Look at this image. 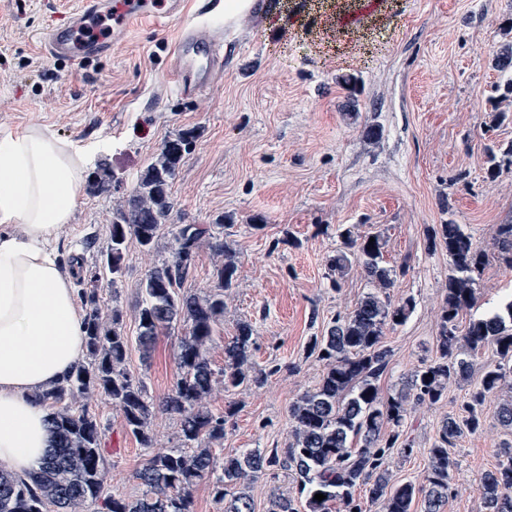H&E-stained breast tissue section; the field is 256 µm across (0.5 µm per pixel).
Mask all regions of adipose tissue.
<instances>
[{"label": "adipose tissue", "instance_id": "obj_1", "mask_svg": "<svg viewBox=\"0 0 512 512\" xmlns=\"http://www.w3.org/2000/svg\"><path fill=\"white\" fill-rule=\"evenodd\" d=\"M83 154L33 126L0 139V469L35 471L53 448L37 399L85 353L83 313L56 243L85 193Z\"/></svg>", "mask_w": 512, "mask_h": 512}]
</instances>
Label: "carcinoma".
Returning a JSON list of instances; mask_svg holds the SVG:
<instances>
[{
  "label": "carcinoma",
  "instance_id": "cac0c4a2",
  "mask_svg": "<svg viewBox=\"0 0 512 512\" xmlns=\"http://www.w3.org/2000/svg\"><path fill=\"white\" fill-rule=\"evenodd\" d=\"M492 65L504 80L503 97L512 96V41L501 44ZM196 139V130L189 129L166 140L133 191L113 209L109 241L96 264L111 275L112 288L121 282L131 245L147 252L154 248L173 208V181ZM487 157L486 176L494 180L503 167L512 166V142L487 148ZM113 180L112 169L103 162L89 189L106 193ZM206 234L208 229L199 224L181 225L170 258L141 281L139 332L134 341L122 331L120 311L102 309L98 277L90 276L89 287L81 291L86 361L62 383L39 395L51 410L56 449L30 476L0 471V512H47L49 505L56 512H85L89 504L98 505L96 512H191L194 488L203 480L209 482L214 499L224 504V512H254L249 485L278 466L294 472L306 512H363L365 500L381 503L382 512H412L417 500L420 512H443L452 493L454 467L448 445L466 431L480 430L487 395L512 390V300L470 320L462 330L458 326L460 314L475 303L477 280L488 260L486 250L460 224L450 222L433 229L429 248L448 253L450 266L436 336L437 356L413 371L401 389L383 397L377 382L387 368L389 350L382 338L386 329L406 322L414 301L408 297L395 303L387 293L396 272L384 265V236L379 232L358 236L351 228L344 229V249L330 257L329 270L342 276L358 268L374 291L331 321L321 334L310 337L309 352L324 362V371L315 388L288 408V447L268 453L246 450L225 457L218 466L210 443L224 440L225 417L213 414L206 399L217 384L234 391L261 382L263 373L253 371L254 329L246 322L224 344L221 371H215L209 358L215 328L224 319V296L236 281V253L215 239L211 247L224 257L216 268L215 285L200 294L181 291ZM493 245L500 263L512 268V223L497 226ZM177 323L186 327V333L178 345L176 381L161 407L179 417V445L154 452L135 471L134 478L143 486L141 496L111 494L105 487L101 421L74 404L91 389L103 391L119 406L127 432L143 447H152L149 424L156 404L125 362L133 346L142 359H149L160 333ZM490 347L498 361L485 365L459 414L442 421L428 449L422 481H392L391 454L409 457L414 453L413 444L403 439L409 404L441 401L449 382L469 374L470 357ZM496 415L512 436V398L497 407ZM505 447L504 459L479 479L484 512H512V442ZM318 493L325 499H314ZM266 512L299 509L294 496L275 492Z\"/></svg>",
  "mask_w": 512,
  "mask_h": 512
}]
</instances>
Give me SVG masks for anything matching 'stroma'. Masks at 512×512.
I'll return each mask as SVG.
<instances>
[{"label": "stroma", "mask_w": 512, "mask_h": 512, "mask_svg": "<svg viewBox=\"0 0 512 512\" xmlns=\"http://www.w3.org/2000/svg\"><path fill=\"white\" fill-rule=\"evenodd\" d=\"M258 2L259 11L224 41L223 74L202 96L184 98L165 79L178 22L131 28L111 55L71 62L40 48L41 32L60 20L59 0H0V139L40 125L91 164L107 161L117 178L110 192L85 195L57 244L75 288H83L108 241L113 208L164 141L184 129L200 132L172 184L174 206L154 249L130 248L119 286L100 296L104 310L121 311L133 339L139 284L170 257L180 225L207 226L235 251L237 280L210 358L222 369L225 342L239 323H250L252 360L266 378L230 392L218 387L208 397L211 411L228 417L223 441L213 446L219 460L286 446L288 408L323 372L309 354L310 337L371 291L357 269L339 287L330 283L340 228L381 232L386 264L396 271L390 296L415 302L407 321L383 337L390 357L378 386L386 396L435 356L449 264L444 251H428L430 230L454 222L487 246L497 225L512 222V168L494 180L485 176L486 146L512 142V122L492 123L494 112L512 113V98L497 92L490 64L512 0H355L348 13L338 0ZM345 75L359 80L352 116ZM374 128L379 136H371ZM508 293L512 269L490 260L460 324ZM184 333L181 325L161 333L149 360L130 352L127 369L153 399L177 377ZM495 358L493 350L479 352L469 382H450L443 401L412 409L406 432L414 453L392 456L393 480L421 481L441 422L457 413L470 382ZM507 397L487 398L482 431L449 447L455 492L444 512H482L479 478L500 459L506 433L495 411ZM79 403L104 425L107 488L137 497L136 469L151 450L176 445L178 418L156 412L146 449L126 432L109 396L92 390Z\"/></svg>", "instance_id": "1"}]
</instances>
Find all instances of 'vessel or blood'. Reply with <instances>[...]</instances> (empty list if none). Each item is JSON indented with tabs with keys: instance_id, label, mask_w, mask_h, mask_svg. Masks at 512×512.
I'll return each mask as SVG.
<instances>
[{
	"instance_id": "b4317fda",
	"label": "vessel or blood",
	"mask_w": 512,
	"mask_h": 512,
	"mask_svg": "<svg viewBox=\"0 0 512 512\" xmlns=\"http://www.w3.org/2000/svg\"><path fill=\"white\" fill-rule=\"evenodd\" d=\"M106 16L116 31L140 22L161 26L172 17L184 18L167 64V78L182 97L199 96L223 72L224 38L236 27L234 17L224 14L222 0H78L68 22L44 29L45 53L73 62L111 54V37H81L84 29Z\"/></svg>"
}]
</instances>
